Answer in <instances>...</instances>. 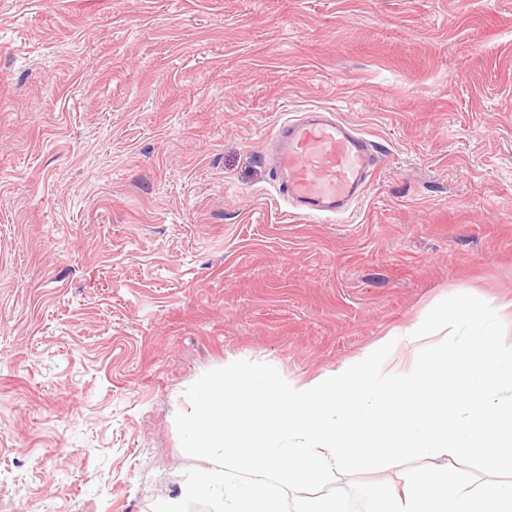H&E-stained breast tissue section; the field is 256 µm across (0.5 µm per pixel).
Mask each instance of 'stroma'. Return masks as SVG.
<instances>
[{
    "mask_svg": "<svg viewBox=\"0 0 512 512\" xmlns=\"http://www.w3.org/2000/svg\"><path fill=\"white\" fill-rule=\"evenodd\" d=\"M311 106L380 160L328 222L261 159ZM460 293L512 300V0H0V502L152 512L204 372Z\"/></svg>",
    "mask_w": 512,
    "mask_h": 512,
    "instance_id": "1",
    "label": "stroma"
}]
</instances>
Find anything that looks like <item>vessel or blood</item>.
<instances>
[{
  "label": "vessel or blood",
  "instance_id": "obj_1",
  "mask_svg": "<svg viewBox=\"0 0 512 512\" xmlns=\"http://www.w3.org/2000/svg\"><path fill=\"white\" fill-rule=\"evenodd\" d=\"M265 161L278 195L310 219L346 214L376 171L374 147L354 127L321 108L281 121Z\"/></svg>",
  "mask_w": 512,
  "mask_h": 512
}]
</instances>
